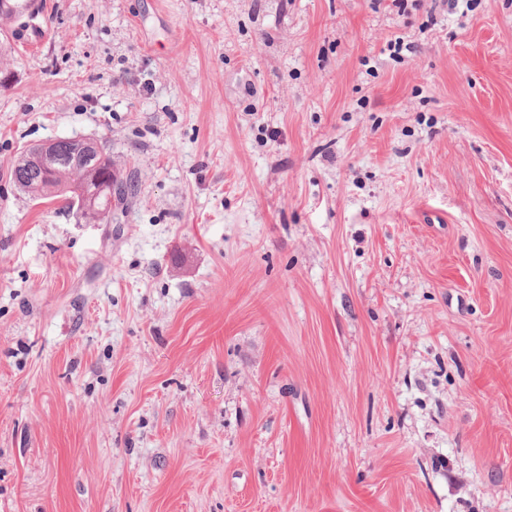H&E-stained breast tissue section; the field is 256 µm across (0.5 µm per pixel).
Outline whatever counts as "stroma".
<instances>
[{"instance_id": "obj_1", "label": "stroma", "mask_w": 512, "mask_h": 512, "mask_svg": "<svg viewBox=\"0 0 512 512\" xmlns=\"http://www.w3.org/2000/svg\"><path fill=\"white\" fill-rule=\"evenodd\" d=\"M0 65V512H512V0H44ZM100 140L109 224L10 179Z\"/></svg>"}]
</instances>
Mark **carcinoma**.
Segmentation results:
<instances>
[{
  "label": "carcinoma",
  "instance_id": "cac0c4a2",
  "mask_svg": "<svg viewBox=\"0 0 512 512\" xmlns=\"http://www.w3.org/2000/svg\"><path fill=\"white\" fill-rule=\"evenodd\" d=\"M35 15V0H0V18L13 23L10 36L15 42L28 39L26 22ZM57 147L59 160L46 170L18 159L11 169L14 185L34 199L65 200L90 224L112 223L115 212L138 195V181L120 177L105 148L89 162L70 138L57 139Z\"/></svg>",
  "mask_w": 512,
  "mask_h": 512
}]
</instances>
